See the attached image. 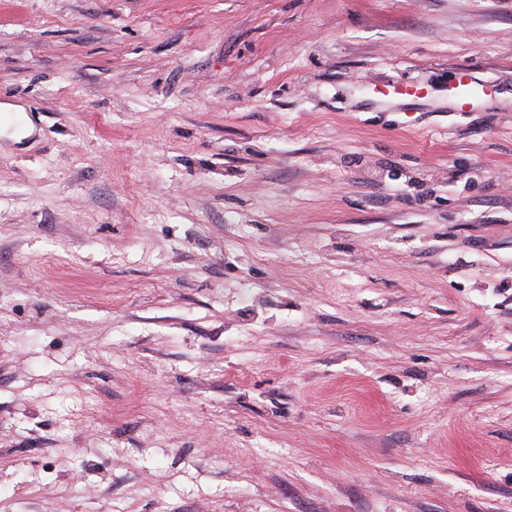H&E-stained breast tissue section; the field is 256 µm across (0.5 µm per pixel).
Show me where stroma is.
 I'll return each instance as SVG.
<instances>
[{
  "mask_svg": "<svg viewBox=\"0 0 512 512\" xmlns=\"http://www.w3.org/2000/svg\"><path fill=\"white\" fill-rule=\"evenodd\" d=\"M0 105V512H512V0H0ZM452 96L459 111H467L474 106L480 97L479 85L467 70H458L455 74Z\"/></svg>",
  "mask_w": 512,
  "mask_h": 512,
  "instance_id": "stroma-1",
  "label": "stroma"
}]
</instances>
